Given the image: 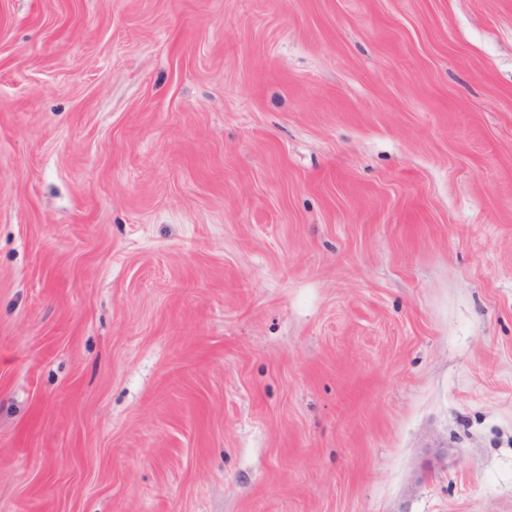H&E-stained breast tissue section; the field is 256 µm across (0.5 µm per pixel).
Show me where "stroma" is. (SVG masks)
<instances>
[{
  "label": "stroma",
  "instance_id": "obj_1",
  "mask_svg": "<svg viewBox=\"0 0 512 512\" xmlns=\"http://www.w3.org/2000/svg\"><path fill=\"white\" fill-rule=\"evenodd\" d=\"M0 512H512V0H0Z\"/></svg>",
  "mask_w": 512,
  "mask_h": 512
}]
</instances>
